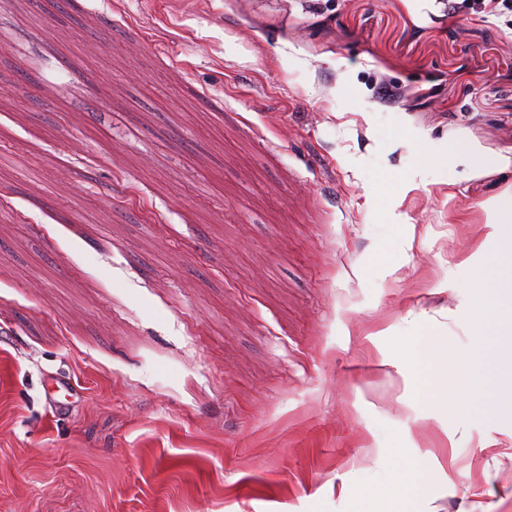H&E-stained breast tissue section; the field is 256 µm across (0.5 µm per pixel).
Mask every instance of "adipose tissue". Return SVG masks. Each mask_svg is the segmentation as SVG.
<instances>
[{
	"label": "adipose tissue",
	"mask_w": 512,
	"mask_h": 512,
	"mask_svg": "<svg viewBox=\"0 0 512 512\" xmlns=\"http://www.w3.org/2000/svg\"><path fill=\"white\" fill-rule=\"evenodd\" d=\"M473 289L482 297L493 299L494 310L486 317L474 347L457 365L458 379L469 390L463 404L480 413L491 410L512 418V250L501 253L474 281ZM441 340L421 333L402 339L398 344V364L404 386L414 393L417 403L429 407L445 397L448 385L434 371Z\"/></svg>",
	"instance_id": "obj_1"
}]
</instances>
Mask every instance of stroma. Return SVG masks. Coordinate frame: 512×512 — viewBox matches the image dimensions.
Masks as SVG:
<instances>
[{
	"instance_id": "35a3bbf8",
	"label": "stroma",
	"mask_w": 512,
	"mask_h": 512,
	"mask_svg": "<svg viewBox=\"0 0 512 512\" xmlns=\"http://www.w3.org/2000/svg\"><path fill=\"white\" fill-rule=\"evenodd\" d=\"M0 157V512H512L455 373L512 246L506 16L0 0ZM442 341L428 333L408 336L398 344V364L406 390L414 393L416 402L427 408L447 396L448 384L434 371V363ZM426 466V459L418 456L401 464L395 471L394 477L398 483L415 484Z\"/></svg>"
}]
</instances>
